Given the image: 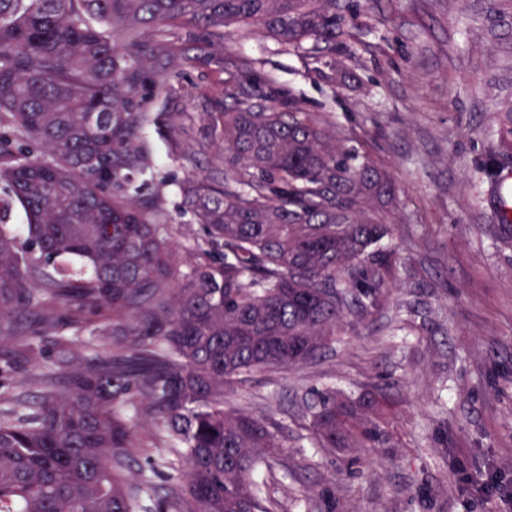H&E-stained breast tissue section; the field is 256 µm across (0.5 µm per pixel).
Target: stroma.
I'll use <instances>...</instances> for the list:
<instances>
[{"mask_svg": "<svg viewBox=\"0 0 512 512\" xmlns=\"http://www.w3.org/2000/svg\"><path fill=\"white\" fill-rule=\"evenodd\" d=\"M353 56L342 63L280 44L251 26L224 31V55L247 61L311 112L327 113L363 143L400 184L406 206L386 215L400 244L398 277L382 309L327 349L288 371L254 375L227 406L272 414L288 446L262 478L278 512H500L469 490L489 464L512 488V249L486 230L494 206L478 169L512 104V0H347ZM183 111L217 112L224 76L182 68ZM173 214L163 234L176 249L200 226L176 214L175 183L219 169L174 160L156 127L144 133ZM86 338L45 337L43 355L0 347V399L39 393L37 379H67L57 362L83 353ZM370 390L387 445L319 447L305 405L314 392Z\"/></svg>", "mask_w": 512, "mask_h": 512, "instance_id": "obj_1", "label": "stroma"}]
</instances>
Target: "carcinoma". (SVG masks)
<instances>
[{"mask_svg":"<svg viewBox=\"0 0 512 512\" xmlns=\"http://www.w3.org/2000/svg\"><path fill=\"white\" fill-rule=\"evenodd\" d=\"M338 0H0V345L74 328L95 354L60 362L68 389L42 375L32 403L0 406V512H272L256 476L288 439L271 416L224 407L252 374L288 370L377 310L398 261L382 211L404 205L396 180L321 112L224 57L223 29L255 24L317 53L336 41ZM180 30L172 48L166 29ZM311 47H305V44ZM197 51L194 56L187 55ZM224 69V110L196 116L185 142L176 73L146 56ZM169 112H149L144 84ZM190 163L218 146L222 176L177 183L203 236L178 259L161 234L162 193L143 130ZM508 165L479 169L497 196ZM487 230L512 248V215ZM99 316L81 322L59 308ZM120 336L118 352L97 351ZM370 396L317 393L310 425L325 448L380 443ZM172 450L182 484L138 464L144 435Z\"/></svg>","mask_w":512,"mask_h":512,"instance_id":"1","label":"carcinoma"}]
</instances>
